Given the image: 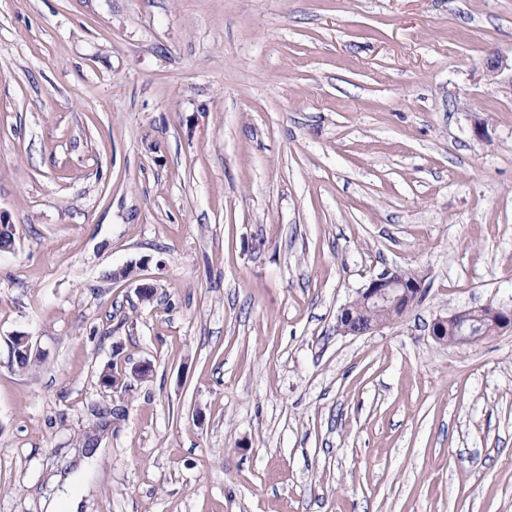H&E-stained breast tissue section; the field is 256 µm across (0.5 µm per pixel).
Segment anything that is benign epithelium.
I'll return each mask as SVG.
<instances>
[{
	"mask_svg": "<svg viewBox=\"0 0 512 512\" xmlns=\"http://www.w3.org/2000/svg\"><path fill=\"white\" fill-rule=\"evenodd\" d=\"M418 275L411 271L381 274L360 289L363 309L341 307L336 318V331L346 335L362 336L372 333L393 321L395 310L411 307L421 295ZM492 322L498 330L512 329V310L491 304L465 309L448 317H437L432 336L439 342L454 338L456 344H469L479 338L482 326Z\"/></svg>",
	"mask_w": 512,
	"mask_h": 512,
	"instance_id": "benign-epithelium-1",
	"label": "benign epithelium"
}]
</instances>
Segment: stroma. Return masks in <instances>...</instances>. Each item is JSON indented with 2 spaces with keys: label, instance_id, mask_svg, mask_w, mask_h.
Masks as SVG:
<instances>
[{
  "label": "stroma",
  "instance_id": "35a3bbf8",
  "mask_svg": "<svg viewBox=\"0 0 512 512\" xmlns=\"http://www.w3.org/2000/svg\"><path fill=\"white\" fill-rule=\"evenodd\" d=\"M1 222L0 512H512V0H0ZM418 275L411 271H394L381 274L360 289L364 310H374L385 319L366 322L361 319L364 310L352 309L347 303L336 318V331L346 335L362 336L381 329L394 320L396 309L403 314L421 295ZM491 321L497 331L512 329V310L491 304L465 309L448 317H437L433 323L432 336L438 342L454 338L456 344H469L478 339L482 326Z\"/></svg>",
  "mask_w": 512,
  "mask_h": 512
}]
</instances>
